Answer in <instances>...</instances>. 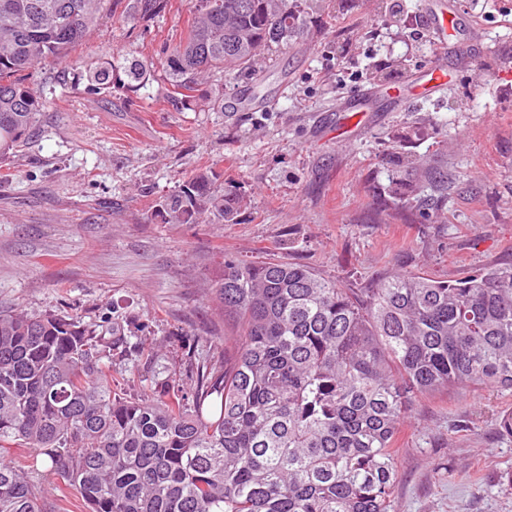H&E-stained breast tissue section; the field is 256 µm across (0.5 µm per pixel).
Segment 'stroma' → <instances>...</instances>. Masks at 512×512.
I'll use <instances>...</instances> for the list:
<instances>
[{"label":"stroma","mask_w":512,"mask_h":512,"mask_svg":"<svg viewBox=\"0 0 512 512\" xmlns=\"http://www.w3.org/2000/svg\"><path fill=\"white\" fill-rule=\"evenodd\" d=\"M427 0H344L330 29L266 56L258 71L200 85L175 111L165 85L90 91L86 68L178 41L187 0L130 26L107 21L83 65H42L27 81L53 103L23 153L0 160V309L47 310L127 351L105 362L137 397L156 379L180 389L238 340L212 283L225 258L303 264L367 288L392 271L453 280L512 263V0H451L482 35L434 45ZM455 78L434 97L393 105L388 85L436 60ZM373 109L348 112L360 91ZM448 172V198L380 211L392 140ZM211 166L245 192L234 224H164L160 197ZM512 392L452 387L419 398L396 441L390 512H512V438L497 428Z\"/></svg>","instance_id":"obj_1"}]
</instances>
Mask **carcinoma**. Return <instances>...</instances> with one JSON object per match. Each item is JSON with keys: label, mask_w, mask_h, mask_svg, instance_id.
<instances>
[{"label": "carcinoma", "mask_w": 512, "mask_h": 512, "mask_svg": "<svg viewBox=\"0 0 512 512\" xmlns=\"http://www.w3.org/2000/svg\"><path fill=\"white\" fill-rule=\"evenodd\" d=\"M328 0H189L192 18L159 59L89 68L99 90L156 69L177 111L213 73L253 70L265 51L309 34ZM171 0H0V158L28 143L50 106L23 72L73 56L109 15L150 21ZM383 197L408 203L448 181L392 152ZM213 167L156 201L164 224H232L248 206ZM215 291L242 342L188 395L155 380L129 398L105 379L124 343L52 312L0 311V453L44 455L87 512H389L394 444L413 402L450 387L512 392V264L455 281L396 273L346 288L311 267L224 260ZM27 459L0 463V512H55Z\"/></svg>", "instance_id": "cac0c4a2"}]
</instances>
